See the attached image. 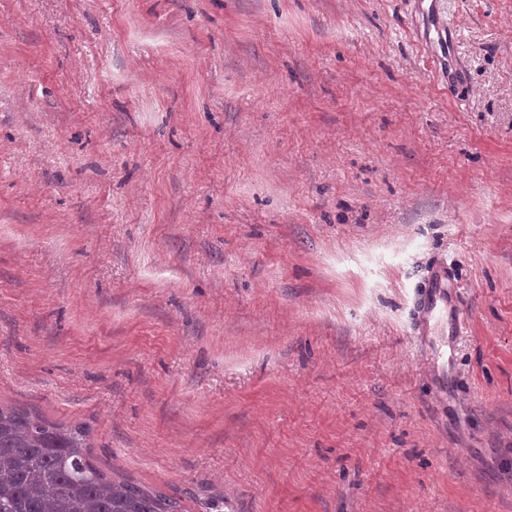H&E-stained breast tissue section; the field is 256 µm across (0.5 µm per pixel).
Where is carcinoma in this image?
<instances>
[{"label":"carcinoma","mask_w":512,"mask_h":512,"mask_svg":"<svg viewBox=\"0 0 512 512\" xmlns=\"http://www.w3.org/2000/svg\"><path fill=\"white\" fill-rule=\"evenodd\" d=\"M82 425L0 406V512H182L178 501L91 461Z\"/></svg>","instance_id":"obj_1"}]
</instances>
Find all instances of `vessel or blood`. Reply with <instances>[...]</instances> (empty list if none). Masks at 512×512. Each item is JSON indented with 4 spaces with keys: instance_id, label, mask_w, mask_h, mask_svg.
Here are the masks:
<instances>
[{
    "instance_id": "1",
    "label": "vessel or blood",
    "mask_w": 512,
    "mask_h": 512,
    "mask_svg": "<svg viewBox=\"0 0 512 512\" xmlns=\"http://www.w3.org/2000/svg\"><path fill=\"white\" fill-rule=\"evenodd\" d=\"M457 282L447 263L436 262L427 268L418 285L413 320L420 335H430L436 321L447 319L454 304Z\"/></svg>"
}]
</instances>
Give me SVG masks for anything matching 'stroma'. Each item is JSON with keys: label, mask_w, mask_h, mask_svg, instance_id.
I'll return each mask as SVG.
<instances>
[{"label": "stroma", "mask_w": 512, "mask_h": 512, "mask_svg": "<svg viewBox=\"0 0 512 512\" xmlns=\"http://www.w3.org/2000/svg\"><path fill=\"white\" fill-rule=\"evenodd\" d=\"M0 405L184 512H512V0H0ZM418 293L413 308V320L420 336H430L435 321L446 320L448 306L453 315L456 329L460 326L459 316L454 308L456 288H459L448 264L435 262L427 268L418 285Z\"/></svg>", "instance_id": "stroma-1"}]
</instances>
